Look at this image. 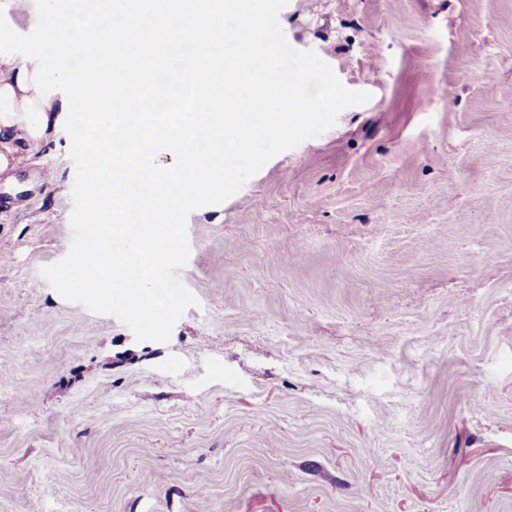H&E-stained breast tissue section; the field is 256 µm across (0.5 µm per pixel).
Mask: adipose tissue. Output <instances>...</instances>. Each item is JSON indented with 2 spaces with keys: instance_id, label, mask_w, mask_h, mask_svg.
<instances>
[{
  "instance_id": "adipose-tissue-1",
  "label": "adipose tissue",
  "mask_w": 512,
  "mask_h": 512,
  "mask_svg": "<svg viewBox=\"0 0 512 512\" xmlns=\"http://www.w3.org/2000/svg\"><path fill=\"white\" fill-rule=\"evenodd\" d=\"M86 6L87 0H42L37 23L47 50L19 58L12 38L0 37V175L14 168L18 154L48 137L79 100L113 107V144L124 143L134 129L145 146L130 158L118 153L111 173L95 180L89 208L99 217L138 213L157 223L160 212L222 179L225 144L250 147L260 135L322 111L329 98L325 81L304 64L299 71L308 88L288 92L278 84V51L243 0H192L174 24L159 8L151 25L131 34L88 33ZM228 39L237 46L230 58L224 54ZM59 51L81 64L90 92L79 93L72 72L52 66L51 55ZM165 69L194 90L195 106L158 121L143 109L141 96L151 88L157 102L167 101L175 86L162 79ZM164 151L174 157L167 169L156 162Z\"/></svg>"
}]
</instances>
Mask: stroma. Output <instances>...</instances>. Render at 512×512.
Wrapping results in <instances>:
<instances>
[{"label":"stroma","instance_id":"stroma-1","mask_svg":"<svg viewBox=\"0 0 512 512\" xmlns=\"http://www.w3.org/2000/svg\"><path fill=\"white\" fill-rule=\"evenodd\" d=\"M38 9L0 0L18 52ZM279 20L371 99L189 214L169 342L40 275L64 128L0 178V512H512V0Z\"/></svg>","mask_w":512,"mask_h":512}]
</instances>
